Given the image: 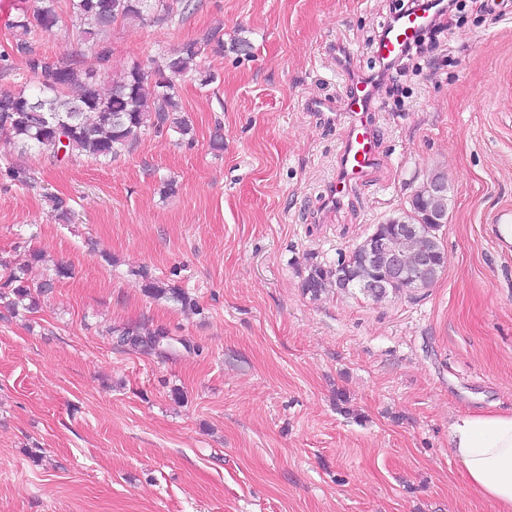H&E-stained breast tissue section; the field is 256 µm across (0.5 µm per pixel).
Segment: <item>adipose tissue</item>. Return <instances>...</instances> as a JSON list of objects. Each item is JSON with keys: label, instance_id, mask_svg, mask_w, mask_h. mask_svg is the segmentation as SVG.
I'll return each instance as SVG.
<instances>
[{"label": "adipose tissue", "instance_id": "obj_1", "mask_svg": "<svg viewBox=\"0 0 512 512\" xmlns=\"http://www.w3.org/2000/svg\"><path fill=\"white\" fill-rule=\"evenodd\" d=\"M449 448L469 484L498 512H512V411L456 416Z\"/></svg>", "mask_w": 512, "mask_h": 512}]
</instances>
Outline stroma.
I'll use <instances>...</instances> for the list:
<instances>
[{
  "label": "stroma",
  "mask_w": 512,
  "mask_h": 512,
  "mask_svg": "<svg viewBox=\"0 0 512 512\" xmlns=\"http://www.w3.org/2000/svg\"><path fill=\"white\" fill-rule=\"evenodd\" d=\"M406 2L167 0L108 30V72L218 32L224 53L199 58L216 81L178 83L189 135L142 130L109 162L0 137V167L38 177H0V258L53 283L35 311L0 307V512H497L448 444L455 416L512 411V251L490 223L512 206V0L438 19L380 89L379 167L348 205L320 207L344 128L304 103L340 101L334 47L372 69ZM69 4L30 42L88 66ZM436 174L448 213L430 287L304 292L308 259L349 254ZM60 262L74 274L57 281ZM149 277L195 308L148 294ZM158 326L160 351L115 336Z\"/></svg>",
  "instance_id": "stroma-1"
}]
</instances>
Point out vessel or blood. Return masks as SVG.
Returning <instances> with one entry per match:
<instances>
[{
	"instance_id": "b4317fda",
	"label": "vessel or blood",
	"mask_w": 512,
	"mask_h": 512,
	"mask_svg": "<svg viewBox=\"0 0 512 512\" xmlns=\"http://www.w3.org/2000/svg\"><path fill=\"white\" fill-rule=\"evenodd\" d=\"M434 19V11L417 7L409 6L396 12L376 40V70L371 73L344 71L349 87L342 103L346 130L338 152L336 173L327 185L324 205L344 206L353 187L365 182L380 164V135L374 119L379 85L391 73L404 50L415 44Z\"/></svg>"
}]
</instances>
